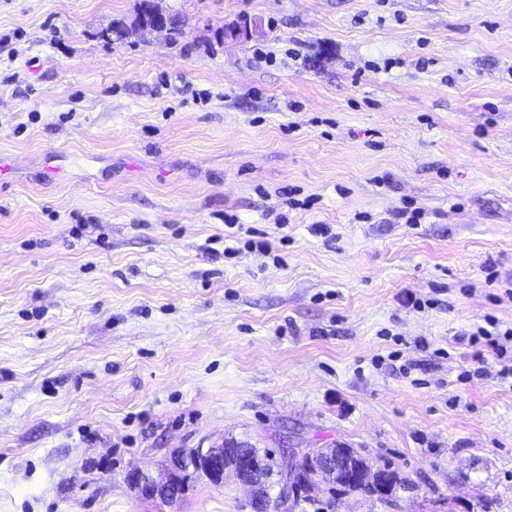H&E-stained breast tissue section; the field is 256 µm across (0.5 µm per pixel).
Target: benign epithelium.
<instances>
[{
    "mask_svg": "<svg viewBox=\"0 0 512 512\" xmlns=\"http://www.w3.org/2000/svg\"><path fill=\"white\" fill-rule=\"evenodd\" d=\"M233 461H225L227 457ZM279 501L289 509L300 508L310 494L321 488L313 479L317 472L345 471L360 483H367L382 494L389 491L391 469L370 463L356 449L336 445L332 448H306L297 456L285 455L282 461ZM252 489L264 479L263 464L254 456L232 447L229 441L208 448H181L164 465L162 474L155 476L138 467L127 473V481L141 494L151 499H165L172 487L184 485L188 477H205L212 485L224 486L226 475Z\"/></svg>",
    "mask_w": 512,
    "mask_h": 512,
    "instance_id": "benign-epithelium-1",
    "label": "benign epithelium"
}]
</instances>
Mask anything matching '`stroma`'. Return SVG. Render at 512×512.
Instances as JSON below:
<instances>
[{
    "mask_svg": "<svg viewBox=\"0 0 512 512\" xmlns=\"http://www.w3.org/2000/svg\"><path fill=\"white\" fill-rule=\"evenodd\" d=\"M135 4L0 0V512H252L126 474L288 438L406 480L305 512H512V384L454 344L512 327V0H163L178 43L101 38Z\"/></svg>",
    "mask_w": 512,
    "mask_h": 512,
    "instance_id": "obj_1",
    "label": "stroma"
}]
</instances>
